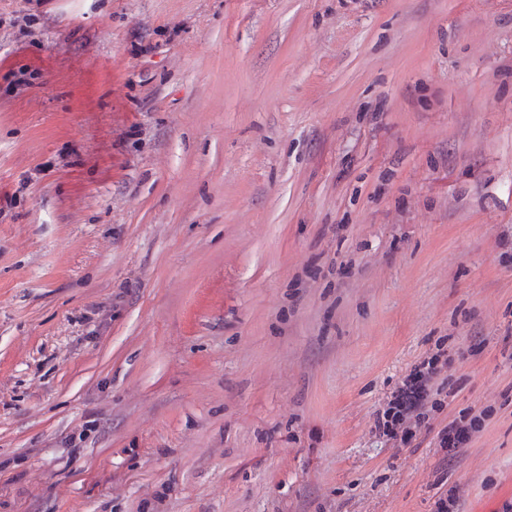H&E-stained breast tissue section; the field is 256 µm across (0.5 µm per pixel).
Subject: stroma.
Listing matches in <instances>:
<instances>
[{
  "instance_id": "35a3bbf8",
  "label": "stroma",
  "mask_w": 512,
  "mask_h": 512,
  "mask_svg": "<svg viewBox=\"0 0 512 512\" xmlns=\"http://www.w3.org/2000/svg\"><path fill=\"white\" fill-rule=\"evenodd\" d=\"M451 495L512 504V0H0V512ZM438 356L414 366L391 393L377 413L376 427L395 444L407 445L429 419V412L439 411L443 402L436 397L434 380L441 372ZM490 409L486 408L479 413L468 410L460 413L458 418L448 422V425L439 432V446L454 451L467 445L472 436L479 432Z\"/></svg>"
}]
</instances>
